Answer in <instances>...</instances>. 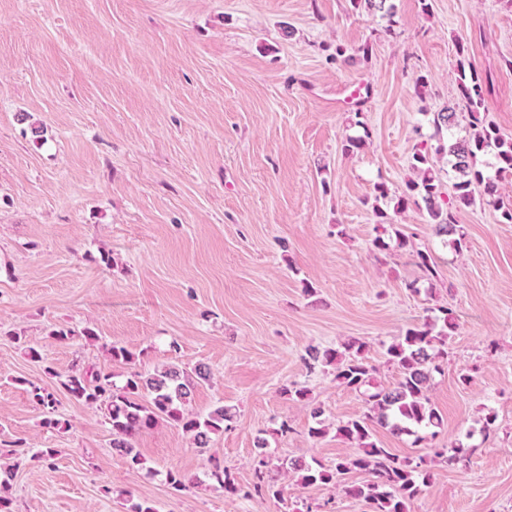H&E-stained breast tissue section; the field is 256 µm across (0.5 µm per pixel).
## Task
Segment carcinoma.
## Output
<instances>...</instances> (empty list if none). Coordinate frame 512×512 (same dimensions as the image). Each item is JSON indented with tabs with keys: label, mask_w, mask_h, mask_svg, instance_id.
<instances>
[{
	"label": "carcinoma",
	"mask_w": 512,
	"mask_h": 512,
	"mask_svg": "<svg viewBox=\"0 0 512 512\" xmlns=\"http://www.w3.org/2000/svg\"><path fill=\"white\" fill-rule=\"evenodd\" d=\"M351 3L356 9L364 8L383 18L390 19L394 14L391 0H351ZM457 86L466 102L468 125L473 133L462 139L450 137L447 143H441L435 149L439 155H448L452 168L458 174L453 202L464 207L473 205L472 187L481 185L483 201L500 212L503 223L511 224L512 203L497 194L496 180L512 174V138H504L481 116L484 89L473 67L459 63ZM458 122L459 115L453 107L434 113L432 119L435 134L440 139L451 133ZM488 154L494 157V163L483 160ZM491 167L494 168L492 173L489 172ZM411 169L416 178L408 181L410 195L400 197L396 209L401 210L410 202L424 208L437 235L452 236L455 245H462V225L457 223L452 208L441 206L440 180L428 152H414ZM439 312L435 323L411 327L387 346L388 361L396 365L400 374L391 387L371 385L374 367L367 361L366 345L362 342L355 340L346 344L343 353L332 348L311 352L314 363L333 367L336 380L360 393L366 412L357 419L336 425V433L354 444L356 451L338 459L332 470H326L319 463L313 466L302 459L288 461V470L299 474L303 484L334 482L345 485V476L350 471L363 470L371 475V479L362 485H345L348 495L366 502L370 512H409L411 501L430 482L431 474L422 463L402 459L370 441V430L376 421L390 426L399 435L414 437L413 443L417 444L429 434L436 435V429L442 425V416L430 404L426 392L434 374L443 372L448 360V335L456 325L448 308H441ZM112 378V372L107 370L73 372L66 376L62 385L77 401L88 405L107 404L112 448L133 465L140 464L139 453L134 447L135 436L161 420L180 425L201 450L207 448L211 435L224 430V424L233 420L232 409L223 405L210 411L205 418L185 412L195 386L209 379V372L202 365L196 366L192 373L173 366L152 374L131 370L121 386L116 385ZM31 393L44 414L43 424L53 428L58 426L60 421L54 418L56 402L53 395L37 387ZM261 448L263 451L259 452L253 492L263 501L279 500L283 488L267 474L270 460L264 451L266 443H261ZM474 451L475 447L460 443L453 448H441L436 455H445L448 462L453 463L467 458ZM211 477L224 487L225 492H238L229 470L217 465L211 471Z\"/></svg>",
	"instance_id": "1"
}]
</instances>
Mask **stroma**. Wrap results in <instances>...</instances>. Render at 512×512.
Wrapping results in <instances>:
<instances>
[{"label":"stroma","mask_w":512,"mask_h":512,"mask_svg":"<svg viewBox=\"0 0 512 512\" xmlns=\"http://www.w3.org/2000/svg\"><path fill=\"white\" fill-rule=\"evenodd\" d=\"M394 5L389 22L350 0H0V445L15 451L0 495L11 512L140 501L155 512H367L341 486L293 472L276 475L282 501L231 495L210 463L246 487L260 438L277 464L329 468L353 454L335 426L363 414L362 398L309 351L365 342L388 387L399 378L388 344L442 307L456 328L428 391L441 427L418 444L380 426L373 438L425 458L432 481L410 512H512V224L475 202L456 214L457 248L415 205L394 209L413 153L438 145L434 112L466 109L459 59L512 138V0ZM361 134L365 146L345 153ZM420 251L434 279L415 265ZM61 328L72 338L57 340ZM115 344L134 366L113 363ZM199 364L211 379L189 412L224 405L235 419L203 453L159 422L136 438L137 466L113 449L106 408L61 384L75 370H109L120 385L131 368ZM292 383L308 403L283 394ZM34 385L56 397L58 427L44 426ZM314 406L328 426L318 439ZM466 440L467 461L434 454ZM170 470L187 490L168 486Z\"/></svg>","instance_id":"1"}]
</instances>
